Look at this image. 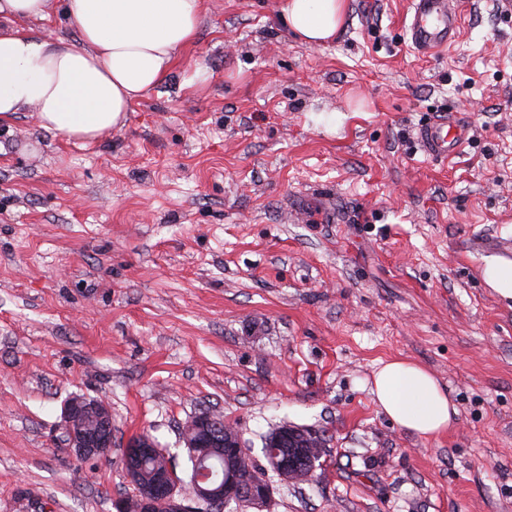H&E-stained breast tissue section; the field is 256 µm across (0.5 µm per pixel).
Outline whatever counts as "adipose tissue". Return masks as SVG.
<instances>
[{"mask_svg":"<svg viewBox=\"0 0 512 512\" xmlns=\"http://www.w3.org/2000/svg\"><path fill=\"white\" fill-rule=\"evenodd\" d=\"M50 2L0 0V117L31 107L44 130L86 144L123 126L133 105L166 81L204 11V0H66L78 41L17 27L22 18L47 19ZM277 13L301 44L319 48L342 31L349 0H277ZM371 393L418 437L456 424V404L417 363H380Z\"/></svg>","mask_w":512,"mask_h":512,"instance_id":"obj_1","label":"adipose tissue"}]
</instances>
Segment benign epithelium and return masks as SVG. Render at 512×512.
Wrapping results in <instances>:
<instances>
[{
  "instance_id": "benign-epithelium-1",
  "label": "benign epithelium",
  "mask_w": 512,
  "mask_h": 512,
  "mask_svg": "<svg viewBox=\"0 0 512 512\" xmlns=\"http://www.w3.org/2000/svg\"><path fill=\"white\" fill-rule=\"evenodd\" d=\"M224 415L216 411H204L195 415L188 423L183 442L193 462L189 486L180 485L168 469L159 474L155 481L137 493L135 512H198L201 505L210 512L235 510L244 512L248 508L259 509L272 497L273 489L266 473L284 471L280 448L289 439H311V445L324 446L322 435L314 430L284 427L265 444L274 452L265 455L266 465L255 472L250 467L252 459L241 438L240 432L232 427L225 428V437L216 432ZM63 442L77 455L84 458L103 457L112 447V411L102 400H87L73 397L65 403L62 412ZM155 447L151 438L142 434L126 444L123 465L129 481H134L141 459ZM222 448L227 454L241 457L248 464L252 478L244 481L236 476H213V470H221L219 456H208L204 449Z\"/></svg>"
}]
</instances>
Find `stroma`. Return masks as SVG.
<instances>
[{
  "label": "stroma",
  "mask_w": 512,
  "mask_h": 512,
  "mask_svg": "<svg viewBox=\"0 0 512 512\" xmlns=\"http://www.w3.org/2000/svg\"><path fill=\"white\" fill-rule=\"evenodd\" d=\"M412 0H349L309 48L277 0H205L194 43L89 146L0 120V512H116L146 433L187 457L206 410L255 461L288 423L323 435L312 482L264 512H512V16L455 0L456 42L418 53ZM447 113L460 154L417 133ZM445 385L422 439L372 394L379 362ZM74 396L108 401L112 451L61 443ZM423 151L433 158L448 159L469 140L467 129L449 117L435 119L419 130ZM486 282L506 299H512V261L492 259L484 269Z\"/></svg>",
  "instance_id": "obj_1"
}]
</instances>
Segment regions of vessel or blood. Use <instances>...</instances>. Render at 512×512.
I'll list each match as a JSON object with an SVG mask.
<instances>
[{
    "instance_id": "1",
    "label": "vessel or blood",
    "mask_w": 512,
    "mask_h": 512,
    "mask_svg": "<svg viewBox=\"0 0 512 512\" xmlns=\"http://www.w3.org/2000/svg\"><path fill=\"white\" fill-rule=\"evenodd\" d=\"M460 31V16L452 0H413L407 32L412 45L431 55L449 46ZM469 136L464 126L449 117L422 126L419 140L424 152L448 159L460 152Z\"/></svg>"
}]
</instances>
